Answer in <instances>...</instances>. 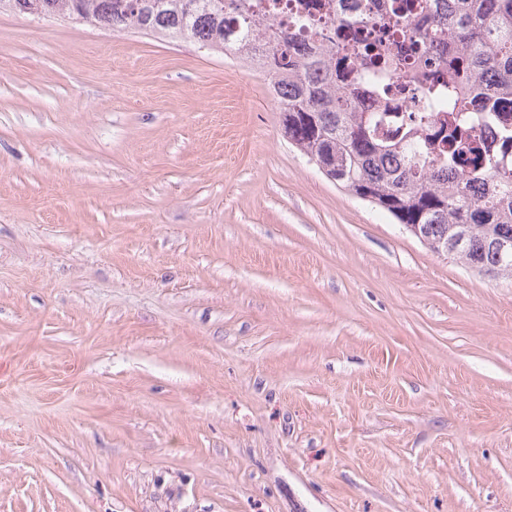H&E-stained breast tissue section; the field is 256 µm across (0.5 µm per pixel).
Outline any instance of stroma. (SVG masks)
I'll return each mask as SVG.
<instances>
[{"instance_id":"1","label":"stroma","mask_w":512,"mask_h":512,"mask_svg":"<svg viewBox=\"0 0 512 512\" xmlns=\"http://www.w3.org/2000/svg\"><path fill=\"white\" fill-rule=\"evenodd\" d=\"M280 111L193 39L0 12V512H512V280Z\"/></svg>"}]
</instances>
